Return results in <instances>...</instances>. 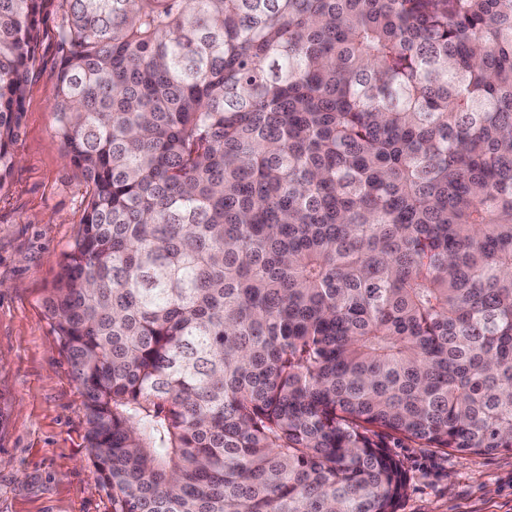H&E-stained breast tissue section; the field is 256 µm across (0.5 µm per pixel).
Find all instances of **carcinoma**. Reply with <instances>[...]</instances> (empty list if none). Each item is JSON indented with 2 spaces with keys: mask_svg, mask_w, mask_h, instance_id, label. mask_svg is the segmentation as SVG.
Masks as SVG:
<instances>
[{
  "mask_svg": "<svg viewBox=\"0 0 512 512\" xmlns=\"http://www.w3.org/2000/svg\"><path fill=\"white\" fill-rule=\"evenodd\" d=\"M64 2L48 312L112 512H397L373 428L512 452V0Z\"/></svg>",
  "mask_w": 512,
  "mask_h": 512,
  "instance_id": "1",
  "label": "carcinoma"
}]
</instances>
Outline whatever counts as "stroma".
Wrapping results in <instances>:
<instances>
[{"instance_id": "obj_1", "label": "stroma", "mask_w": 512, "mask_h": 512, "mask_svg": "<svg viewBox=\"0 0 512 512\" xmlns=\"http://www.w3.org/2000/svg\"><path fill=\"white\" fill-rule=\"evenodd\" d=\"M63 13V0H44L20 161L0 191V512H112L86 440L84 396L45 309L87 190L51 111ZM387 445L408 481L398 512H512V452L462 453L403 436Z\"/></svg>"}]
</instances>
